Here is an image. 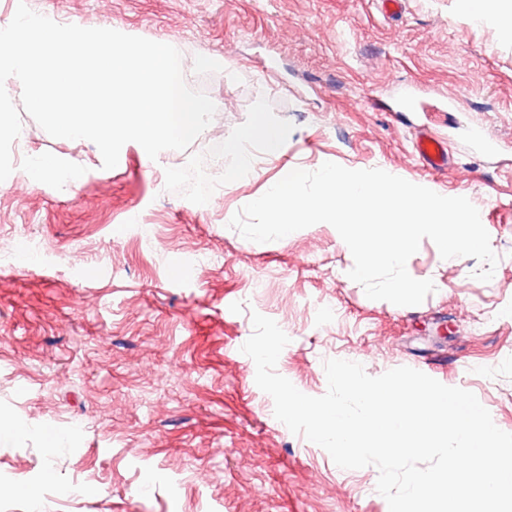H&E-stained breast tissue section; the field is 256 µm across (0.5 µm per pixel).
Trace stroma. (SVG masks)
Here are the masks:
<instances>
[{"label": "stroma", "mask_w": 512, "mask_h": 512, "mask_svg": "<svg viewBox=\"0 0 512 512\" xmlns=\"http://www.w3.org/2000/svg\"><path fill=\"white\" fill-rule=\"evenodd\" d=\"M85 28L165 38L186 84L207 94L224 138L148 159L128 143L106 169L91 141L51 137L29 115L15 169L73 157L78 182L0 187V512H389L379 471L342 469L274 416L241 351L252 312L289 338L277 372L327 391L323 363L355 356L378 376L408 366L474 393L512 433V31L474 22L457 0H23ZM223 68L203 66L208 57ZM287 132L253 170L227 149L256 110ZM484 129L498 149L472 151ZM446 138L448 168L419 161L420 130ZM334 162L393 171L468 198L498 257L442 259L423 239L407 262L435 290L419 305L369 299L336 229L318 223L255 243L228 226L284 170ZM180 166L215 186L161 189ZM26 243L38 261L18 257ZM483 374L470 372L472 364ZM79 432L48 441L45 422Z\"/></svg>", "instance_id": "1"}]
</instances>
